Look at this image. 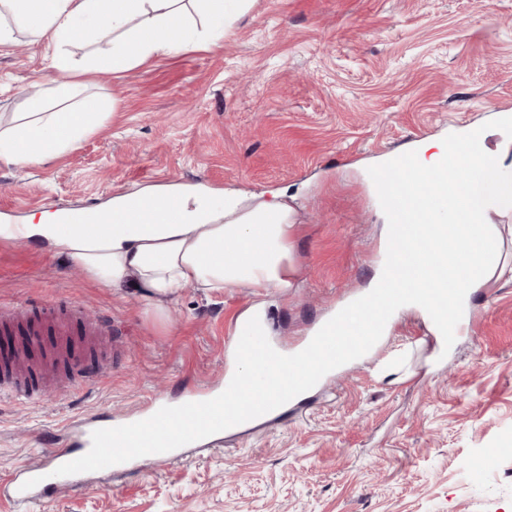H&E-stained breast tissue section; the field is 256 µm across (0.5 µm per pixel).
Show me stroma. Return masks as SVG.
<instances>
[{
    "label": "stroma",
    "instance_id": "1",
    "mask_svg": "<svg viewBox=\"0 0 512 512\" xmlns=\"http://www.w3.org/2000/svg\"><path fill=\"white\" fill-rule=\"evenodd\" d=\"M0 49V115L48 95L53 45L19 19ZM104 114L64 155L0 161V225L105 206L155 186L225 189L297 212L296 287L269 293L274 341L293 350L367 292L386 254L369 166L467 128L512 140V0H254L224 39L90 78ZM472 335L441 353L427 317L398 312L359 362L265 423L184 448L165 465L94 476L50 504L0 512H512V281L471 290ZM249 288H187L166 315L63 258L0 238V300L68 305L110 322L112 350L63 393L0 396V475L38 462L45 436L143 414L183 387L216 391L226 330Z\"/></svg>",
    "mask_w": 512,
    "mask_h": 512
}]
</instances>
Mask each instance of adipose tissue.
<instances>
[{
    "mask_svg": "<svg viewBox=\"0 0 512 512\" xmlns=\"http://www.w3.org/2000/svg\"><path fill=\"white\" fill-rule=\"evenodd\" d=\"M251 3L200 0L202 30L194 34L184 21V0H0V15L17 17L32 35L57 46L54 93L65 103L47 112L42 98H29L27 111L0 127V159L24 164L72 150L101 118L87 94V75L222 39ZM105 26L117 35L111 53L91 56L81 67L62 52V45L87 29ZM174 197L178 212L149 224H1L0 237L37 244L82 267L104 287L136 294L159 312L189 286L293 287L288 234L295 217L285 202L241 208L215 203L197 190L154 188L115 196L108 211L131 213L146 200L160 208Z\"/></svg>",
    "mask_w": 512,
    "mask_h": 512,
    "instance_id": "1",
    "label": "adipose tissue"
}]
</instances>
